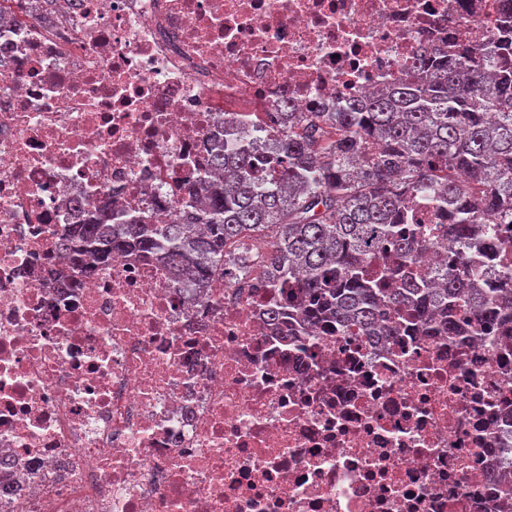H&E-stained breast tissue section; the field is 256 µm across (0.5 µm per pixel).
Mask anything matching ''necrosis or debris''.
<instances>
[{"label": "necrosis or debris", "instance_id": "obj_1", "mask_svg": "<svg viewBox=\"0 0 512 512\" xmlns=\"http://www.w3.org/2000/svg\"><path fill=\"white\" fill-rule=\"evenodd\" d=\"M0 0V512H500L512 335L286 343L248 287L191 303L156 257L56 251L101 209L176 222L226 120L255 137L492 41L493 0ZM413 271L456 264L446 210Z\"/></svg>", "mask_w": 512, "mask_h": 512}]
</instances>
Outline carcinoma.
<instances>
[{"label": "carcinoma", "mask_w": 512, "mask_h": 512, "mask_svg": "<svg viewBox=\"0 0 512 512\" xmlns=\"http://www.w3.org/2000/svg\"><path fill=\"white\" fill-rule=\"evenodd\" d=\"M495 3L497 38L483 56L463 39L424 44L397 85L336 112L287 113L288 130L266 155L249 131L227 126L208 154L224 177L202 202L181 187L192 213L114 224L100 212L59 230V248L85 268L129 248L157 256L193 302L220 271L247 278L262 252L266 286L296 290L266 306L287 337L330 321L372 341L436 315L453 336L462 309L476 329L487 316L508 328L512 272L490 290L471 269L472 256L495 245L492 225L512 224V0ZM418 193L452 212L440 229L464 249L437 288L404 272L422 235L410 205ZM396 277L400 287H385Z\"/></svg>", "instance_id": "obj_1"}]
</instances>
